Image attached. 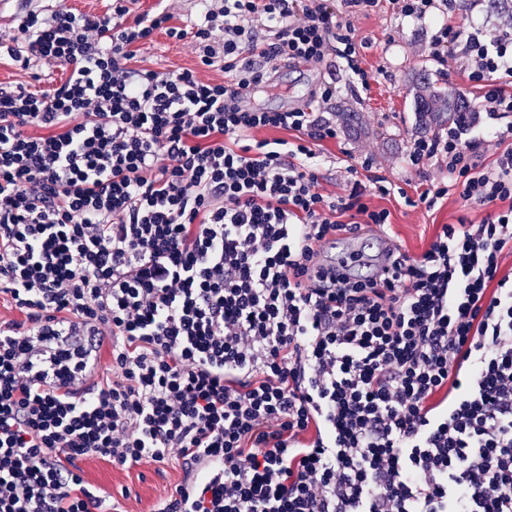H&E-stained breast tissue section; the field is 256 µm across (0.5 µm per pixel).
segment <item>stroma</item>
I'll use <instances>...</instances> for the list:
<instances>
[{
  "label": "stroma",
  "mask_w": 512,
  "mask_h": 512,
  "mask_svg": "<svg viewBox=\"0 0 512 512\" xmlns=\"http://www.w3.org/2000/svg\"><path fill=\"white\" fill-rule=\"evenodd\" d=\"M60 6L102 15L111 11L112 0H0V37L12 35L20 14L32 9L48 13ZM435 33V25L400 17L389 0H378L377 7L356 22L369 87H362L337 60L313 67L281 64L272 72V87L247 101L253 108L282 111L309 100L322 81L335 83L336 97L329 111L358 113L360 125L353 129L337 122L336 139L315 145L320 189L331 197L346 194L351 158L370 157L371 168L359 173L367 187L366 201L370 208L388 212L390 239L412 256L426 250L442 225L462 220L478 224L486 216L483 206L465 204L455 188L435 207L418 203V196L439 172L433 166L415 172L404 164L405 155L421 137L413 108L416 72H429L439 85L463 94L475 108L487 90L485 83L469 80L467 63L457 54H449L443 62L430 57ZM137 63L161 72L190 68L205 80L225 79L222 67L200 66L189 44L161 33L139 54ZM79 466L89 485L110 494L112 512H153L160 499L174 492L184 473L181 460L174 456L162 462L145 460L129 469L95 458L81 460Z\"/></svg>",
  "instance_id": "1"
}]
</instances>
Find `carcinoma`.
<instances>
[{"label": "carcinoma", "instance_id": "obj_1", "mask_svg": "<svg viewBox=\"0 0 512 512\" xmlns=\"http://www.w3.org/2000/svg\"><path fill=\"white\" fill-rule=\"evenodd\" d=\"M415 81L419 91L415 98L419 128L428 130L430 117L437 114V118L448 124L450 127H459V130H466L473 121V112L470 109L469 101L457 94L438 86L432 81L429 74L420 72Z\"/></svg>", "mask_w": 512, "mask_h": 512}]
</instances>
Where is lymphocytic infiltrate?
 <instances>
[{"instance_id": "obj_1", "label": "lymphocytic infiltrate", "mask_w": 512, "mask_h": 512, "mask_svg": "<svg viewBox=\"0 0 512 512\" xmlns=\"http://www.w3.org/2000/svg\"><path fill=\"white\" fill-rule=\"evenodd\" d=\"M392 3L436 22L434 58L494 80L485 111L512 112L511 35L484 41L457 0ZM375 5L210 0L177 25L115 0L0 38V60L67 73L0 86V295L21 314L0 324V512H104L78 460L172 454L185 478L157 512H512V126L414 142L408 169L448 174L421 203L456 187L488 213L382 275L381 254L324 250L388 222L356 178L369 159L325 196L312 145L335 119L244 103L276 61L334 55L368 80L354 18ZM160 31L230 80L137 66ZM270 128L300 139L250 140Z\"/></svg>"}]
</instances>
